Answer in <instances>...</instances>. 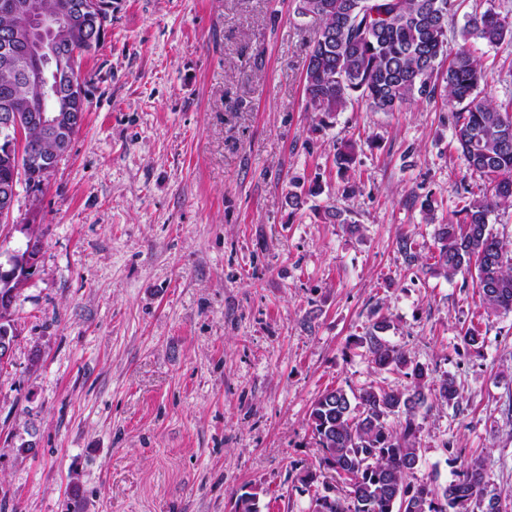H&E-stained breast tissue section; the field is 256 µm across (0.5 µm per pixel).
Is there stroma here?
I'll return each mask as SVG.
<instances>
[{"label":"stroma","mask_w":512,"mask_h":512,"mask_svg":"<svg viewBox=\"0 0 512 512\" xmlns=\"http://www.w3.org/2000/svg\"><path fill=\"white\" fill-rule=\"evenodd\" d=\"M296 6L112 0L81 63L85 121L0 231V253L28 224L44 240L0 370V512H234L244 492L261 512H311L323 486L298 476L318 458L312 402L407 383L347 346L378 304L386 339L460 392L421 414L417 478L449 484L481 453L512 494V313L486 314L471 276L398 251L405 235L429 257L436 225L487 190L464 177L456 109L307 111L317 24ZM471 49L481 94L512 99V44ZM334 208L345 223H328ZM473 325L478 349L462 340Z\"/></svg>","instance_id":"obj_1"}]
</instances>
